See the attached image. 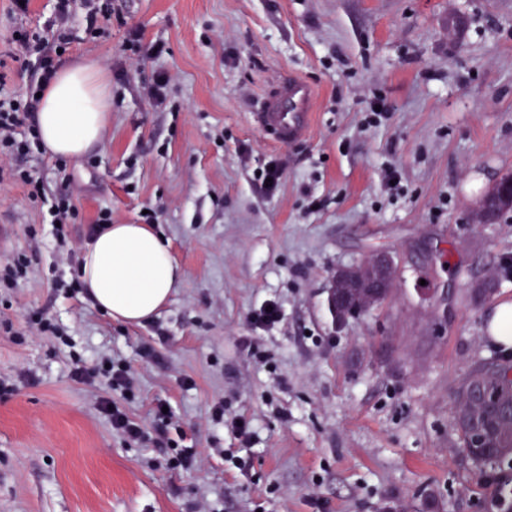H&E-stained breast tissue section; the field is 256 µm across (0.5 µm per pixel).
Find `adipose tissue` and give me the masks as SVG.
<instances>
[{"mask_svg":"<svg viewBox=\"0 0 512 512\" xmlns=\"http://www.w3.org/2000/svg\"><path fill=\"white\" fill-rule=\"evenodd\" d=\"M111 119L108 82L95 62L66 63L35 114L47 155L80 161L100 145ZM85 294L112 320L139 325L181 281L167 241L146 224H109L81 256Z\"/></svg>","mask_w":512,"mask_h":512,"instance_id":"obj_1","label":"adipose tissue"}]
</instances>
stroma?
Masks as SVG:
<instances>
[{
    "label": "stroma",
    "instance_id": "stroma-1",
    "mask_svg": "<svg viewBox=\"0 0 512 512\" xmlns=\"http://www.w3.org/2000/svg\"><path fill=\"white\" fill-rule=\"evenodd\" d=\"M111 2L104 34L61 55L109 80L103 143L78 163L30 154L46 200L0 183V259L31 261L0 304L13 326L0 330V512H512V470L458 448L451 396L477 362H512L482 333L486 307L512 302V213L474 220L512 173V0ZM160 72L157 104L145 88ZM289 76L316 90L290 145L255 118ZM375 98L390 118L367 127ZM63 190L79 217L62 240L49 199ZM103 210L116 224L154 213L182 271L139 326L65 288L67 255ZM380 250L397 260L391 297L337 322L331 274ZM490 274L485 307L436 296ZM269 301L281 320L255 326ZM41 318L63 335L33 331ZM111 356L131 366L129 392L73 378L75 360ZM106 396L147 442L113 432ZM160 402L172 448L196 451L191 471L153 443ZM239 416L245 442L230 428Z\"/></svg>",
    "mask_w": 512,
    "mask_h": 512
}]
</instances>
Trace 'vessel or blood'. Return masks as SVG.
Here are the masks:
<instances>
[{"label": "vessel or blood", "instance_id": "b4317fda", "mask_svg": "<svg viewBox=\"0 0 512 512\" xmlns=\"http://www.w3.org/2000/svg\"><path fill=\"white\" fill-rule=\"evenodd\" d=\"M315 90L309 83L291 77L269 97L258 118L276 142L286 144L302 139L310 125Z\"/></svg>", "mask_w": 512, "mask_h": 512}]
</instances>
